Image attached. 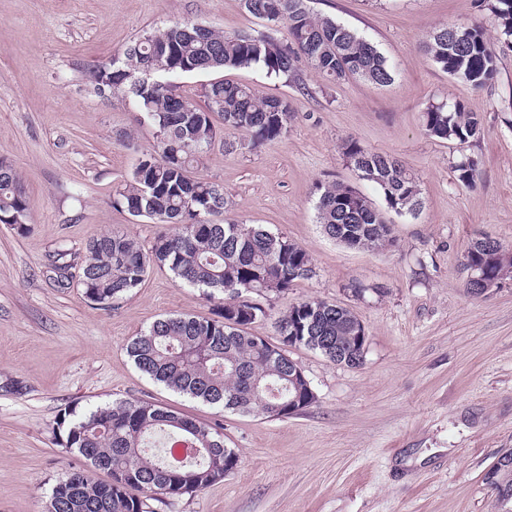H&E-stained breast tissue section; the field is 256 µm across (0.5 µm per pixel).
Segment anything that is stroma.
I'll list each match as a JSON object with an SVG mask.
<instances>
[{"mask_svg": "<svg viewBox=\"0 0 512 512\" xmlns=\"http://www.w3.org/2000/svg\"><path fill=\"white\" fill-rule=\"evenodd\" d=\"M487 0H310L357 30L394 66L392 84L327 85L310 69L288 84L259 68L224 79L288 98L280 139L250 150L215 145L196 177L219 184L228 218L297 243L313 273L262 301L251 335L277 342L274 322L312 298L350 308L365 325L364 361L351 368L290 348L312 405L285 418L244 416L177 394L139 371L128 341L167 315L210 316L201 289L154 267L104 308L52 272L59 249L81 261L112 230L150 246L158 224L113 206V193L157 139L123 89L98 91L92 71L148 32L192 22L227 34L263 27L242 0H0V158L25 186L30 230L0 224V512H46L53 486L86 469L56 421L139 399L220 424L237 469L204 490L152 502L153 512H498L484 474L512 448V275L469 295L461 262L490 237L512 249V49L476 90L437 68L422 45L444 24L488 18ZM461 102L480 113V139L428 137L426 106ZM356 139L396 158L420 182L418 215L387 211L393 246L358 250L317 222L316 187L343 182L376 206L379 190L341 152ZM479 161L475 186L456 178ZM366 289L357 297L355 285Z\"/></svg>", "mask_w": 512, "mask_h": 512, "instance_id": "stroma-1", "label": "stroma"}]
</instances>
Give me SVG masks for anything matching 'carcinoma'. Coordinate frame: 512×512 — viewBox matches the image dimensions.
<instances>
[{
	"label": "carcinoma",
	"mask_w": 512,
	"mask_h": 512,
	"mask_svg": "<svg viewBox=\"0 0 512 512\" xmlns=\"http://www.w3.org/2000/svg\"><path fill=\"white\" fill-rule=\"evenodd\" d=\"M244 8L264 22L254 33L226 35L196 30L188 23L149 33L118 60L93 75L97 86L122 88L154 127L158 154H145L113 198V205L135 217L161 224L145 248L114 230L94 238L80 264L79 284L91 302L108 306L138 287L153 266L166 267L179 285L222 296L211 317L168 316L156 320L127 345L135 366L167 388L241 414L288 416V400L310 406L309 380H292L296 365L286 356L288 340L328 360L358 367L367 337L349 308L320 299L289 305L276 320L279 344L247 332L267 316L247 296H281L313 272L299 245L260 226L224 217L229 201L217 185L192 177L191 170L215 142L213 114L224 133L244 131L256 148L288 132L293 108L285 98L225 80L205 88V106L176 93L171 79L203 72L258 67L270 77L299 83L306 65L329 84L359 78L384 86L394 80L392 63L355 30L315 14L308 0H243ZM489 19L498 40L512 46V0H490ZM288 25L289 39L276 37ZM453 26L437 28L424 45L431 62L478 90L497 74L496 55L484 23L470 25L464 38ZM154 70L150 82L138 80ZM422 124L430 137L460 145L480 138L483 118L455 101L428 105ZM346 162L359 177L375 184L387 208L416 215L422 208L418 178L398 160L374 153L359 141L342 145ZM457 180L475 182L478 161L467 157L455 166ZM317 221L331 238L341 234L354 249H382L394 243L381 212L355 188L338 182L317 187ZM19 216L15 225L29 232L25 192L18 173L0 160V216ZM481 239L471 243L465 260L482 267L488 279L512 274V256ZM65 447L77 452L108 480L84 470L69 474L52 489L48 512H152L148 500L202 490L224 480L239 463L224 445L222 427L137 399L91 409L77 417L60 413Z\"/></svg>",
	"instance_id": "cac0c4a2"
}]
</instances>
